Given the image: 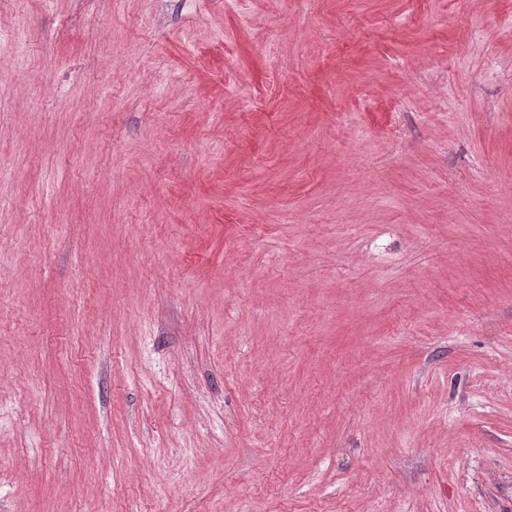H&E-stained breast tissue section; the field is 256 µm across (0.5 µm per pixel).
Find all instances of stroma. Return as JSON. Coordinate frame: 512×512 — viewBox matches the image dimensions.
Listing matches in <instances>:
<instances>
[{
	"instance_id": "35a3bbf8",
	"label": "stroma",
	"mask_w": 512,
	"mask_h": 512,
	"mask_svg": "<svg viewBox=\"0 0 512 512\" xmlns=\"http://www.w3.org/2000/svg\"><path fill=\"white\" fill-rule=\"evenodd\" d=\"M0 512H512V0H0Z\"/></svg>"
}]
</instances>
